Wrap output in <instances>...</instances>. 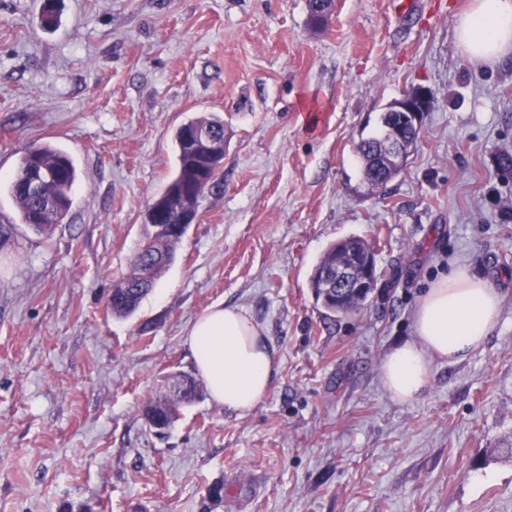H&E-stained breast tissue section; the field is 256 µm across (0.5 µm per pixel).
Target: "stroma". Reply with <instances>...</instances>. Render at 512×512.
<instances>
[{
    "label": "stroma",
    "mask_w": 512,
    "mask_h": 512,
    "mask_svg": "<svg viewBox=\"0 0 512 512\" xmlns=\"http://www.w3.org/2000/svg\"><path fill=\"white\" fill-rule=\"evenodd\" d=\"M0 0V180L30 142L68 152L50 235L0 191V512H512V55L472 65L471 0ZM433 94L401 173L368 192L356 154L393 101ZM224 119L221 190L138 312L106 308L189 117ZM375 251L360 310L330 318L310 275L330 244ZM462 263L502 294L484 346L434 361L400 403L383 360ZM263 325L280 359L247 414L209 396L164 434L143 416L195 374L213 304Z\"/></svg>",
    "instance_id": "35a3bbf8"
}]
</instances>
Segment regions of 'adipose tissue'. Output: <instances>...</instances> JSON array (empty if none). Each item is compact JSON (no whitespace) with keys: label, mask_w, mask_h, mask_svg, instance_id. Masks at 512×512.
Here are the masks:
<instances>
[{"label":"adipose tissue","mask_w":512,"mask_h":512,"mask_svg":"<svg viewBox=\"0 0 512 512\" xmlns=\"http://www.w3.org/2000/svg\"><path fill=\"white\" fill-rule=\"evenodd\" d=\"M462 53L476 65L512 54V0H473L456 25ZM500 293L467 266H453L420 298L412 340L395 345L382 366V384L401 403L418 400L434 360L462 361L478 351L495 324ZM186 344L213 403L241 414L268 393L279 369L262 325L235 306L208 307L187 329Z\"/></svg>","instance_id":"obj_1"}]
</instances>
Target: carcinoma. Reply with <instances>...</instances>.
I'll return each mask as SVG.
<instances>
[{"instance_id":"cac0c4a2","label":"carcinoma","mask_w":512,"mask_h":512,"mask_svg":"<svg viewBox=\"0 0 512 512\" xmlns=\"http://www.w3.org/2000/svg\"><path fill=\"white\" fill-rule=\"evenodd\" d=\"M192 125L207 128L216 135L224 136V120L207 114L189 120ZM401 124L398 112H385L381 116V132L360 141L356 152L366 173L379 167L385 170L383 177H371L367 184L370 192L386 187L393 179L391 171L394 162L388 157L385 147L387 125ZM177 166L166 189L183 187L188 206L198 205L203 191L191 183L189 176L194 160L189 155L183 141L175 138ZM32 170L46 171L50 179L42 182L37 194L29 193L24 184L26 174ZM77 180V171L72 159L62 150L48 143L27 145L17 161L16 171L7 183V192L15 201L20 223L27 225L38 234L48 232L61 221L72 205L71 192ZM153 236L149 249L134 255L130 271L112 287V314L117 317H129L140 307L142 301L154 290L162 274L175 259L179 240L166 238L162 233ZM374 253L372 246L363 238L350 236L333 243L320 259L311 276V288L316 301L330 313L346 317L356 313L367 299V295H345L338 299L329 294L323 295L322 285L336 275V266L352 265L353 259L362 260L367 254Z\"/></svg>"}]
</instances>
